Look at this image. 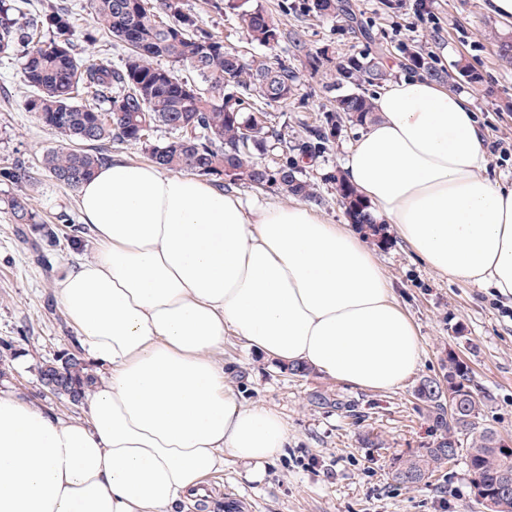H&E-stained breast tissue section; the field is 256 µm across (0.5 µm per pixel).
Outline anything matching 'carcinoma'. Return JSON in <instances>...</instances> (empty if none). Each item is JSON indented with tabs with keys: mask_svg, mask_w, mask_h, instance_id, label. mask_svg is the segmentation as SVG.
Instances as JSON below:
<instances>
[{
	"mask_svg": "<svg viewBox=\"0 0 512 512\" xmlns=\"http://www.w3.org/2000/svg\"><path fill=\"white\" fill-rule=\"evenodd\" d=\"M97 24L122 43L123 63H89L75 49V30L69 10L57 5L48 13L19 21L26 2L0 0V53L22 55V77L29 88L23 106L47 130L68 137L76 147L48 152L44 169L57 182L76 189L110 160L114 144H140L157 128L170 137L150 149L151 161L162 169L203 176L217 187L231 184L269 190L285 196L322 202L304 161L314 162L328 150L341 124L366 125L376 119L364 84H380L391 76L379 53L349 56L335 62L336 82L329 85L330 108L319 123L294 137L288 128L272 123L266 107L294 96L296 73L286 61L266 56L246 59L224 39L198 24L184 0H89ZM212 7L231 12L242 21L252 41L273 49L279 41L278 20L259 0H212ZM303 11L316 16H348L345 0H303ZM48 25L56 38L46 42L40 31ZM405 68L448 81L471 82L477 76L457 64L451 74L438 69L422 50L403 49ZM165 59L170 66H160ZM190 76L183 78L178 69ZM274 154L269 164L265 156ZM34 177L24 167L0 169V181L27 184ZM327 180L350 223L373 232L386 242L384 225L370 204L343 174ZM8 205L17 224L35 225L30 198L11 197ZM43 386L58 383L50 392L80 404L94 388V365L78 350L67 351L38 370ZM448 387L424 379L416 395L439 437L395 463L394 479L407 488L420 486L444 465L465 453L475 499L491 500L490 512H512V494L499 496L501 485L512 482V445L494 428L479 422L480 400L471 387L468 367L448 357Z\"/></svg>",
	"mask_w": 512,
	"mask_h": 512,
	"instance_id": "carcinoma-1",
	"label": "carcinoma"
}]
</instances>
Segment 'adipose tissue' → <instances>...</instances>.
Returning <instances> with one entry per match:
<instances>
[{"mask_svg": "<svg viewBox=\"0 0 512 512\" xmlns=\"http://www.w3.org/2000/svg\"><path fill=\"white\" fill-rule=\"evenodd\" d=\"M344 159V178L435 272L512 300V184L465 92L400 77ZM92 258L56 294L107 372L87 418L0 391V512H177L203 506L232 455L254 475L288 439L245 406L214 356L226 336L365 390L399 387L421 348L363 235L308 205L250 204L122 158L78 189Z\"/></svg>", "mask_w": 512, "mask_h": 512, "instance_id": "obj_1", "label": "adipose tissue"}]
</instances>
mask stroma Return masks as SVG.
I'll return each mask as SVG.
<instances>
[{"label": "stroma", "mask_w": 512, "mask_h": 512, "mask_svg": "<svg viewBox=\"0 0 512 512\" xmlns=\"http://www.w3.org/2000/svg\"><path fill=\"white\" fill-rule=\"evenodd\" d=\"M277 14L283 39L277 57L294 68V96L270 108L274 125L302 133L327 107L334 69L312 73L305 54L295 51L301 40L307 52L327 51L330 57L383 50L396 76H404L402 47L429 53L437 68L467 64L477 82L458 81L469 94L487 143H502L504 154H490L487 176L512 180V66L499 56L501 41L512 40V24L488 14L483 0H403L401 9L385 10L381 0H351L356 18L281 13V0H261ZM64 4L80 39L84 58H105L120 66L122 45L98 30L88 0H30V10L49 11ZM201 26L223 37L244 57L265 54L252 42L241 20L215 10L210 0H185ZM28 93L21 78L19 53L0 54V169L23 165L36 173L30 190L39 217L56 236L43 242L50 260L42 267L16 231L8 201L16 185L0 181V389L26 397L38 407L63 418L86 417V406L75 407L44 393L38 369L76 345V331L58 302L55 283L66 266L95 252L93 237L75 248L59 214L78 218L77 193L43 173L47 151L66 147L60 135L44 129L23 107ZM358 125L343 124L330 151L311 175L323 202L318 214L333 224L347 223L326 173L338 170L348 147L361 133ZM387 277L394 283L401 307L412 319L421 347L416 371L401 386L384 391L362 390L319 370L304 377L276 364L227 337L218 361L245 406L276 412L288 426V442L264 466L262 478L225 457L224 468L211 485L225 499L238 502L240 512H485L477 504L463 460L445 465L425 485L407 488L394 478L398 458L432 446L437 438L415 389L422 379L443 378L449 356L469 367L478 395L480 421L512 438V313L490 289L456 281L430 270L396 237L376 249Z\"/></svg>", "instance_id": "1"}]
</instances>
